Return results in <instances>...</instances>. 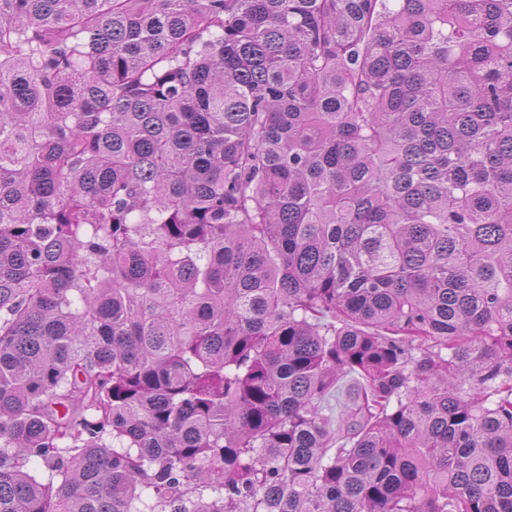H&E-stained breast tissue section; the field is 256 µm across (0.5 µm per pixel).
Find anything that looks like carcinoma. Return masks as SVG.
I'll use <instances>...</instances> for the list:
<instances>
[{
    "mask_svg": "<svg viewBox=\"0 0 512 512\" xmlns=\"http://www.w3.org/2000/svg\"><path fill=\"white\" fill-rule=\"evenodd\" d=\"M0 512H512V0H0Z\"/></svg>",
    "mask_w": 512,
    "mask_h": 512,
    "instance_id": "1",
    "label": "carcinoma"
}]
</instances>
